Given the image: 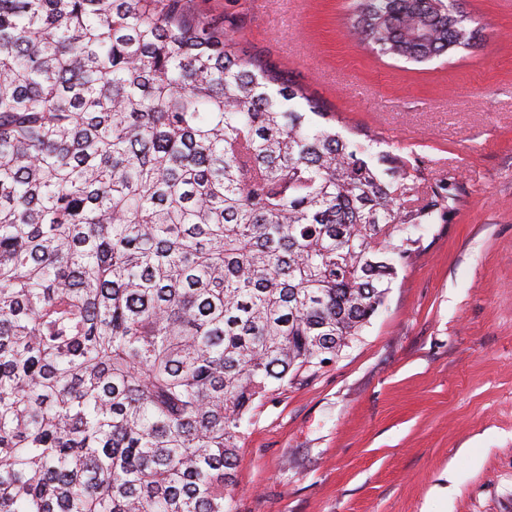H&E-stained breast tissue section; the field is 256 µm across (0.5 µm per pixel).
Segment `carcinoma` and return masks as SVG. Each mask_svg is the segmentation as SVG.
<instances>
[{"instance_id":"1","label":"carcinoma","mask_w":512,"mask_h":512,"mask_svg":"<svg viewBox=\"0 0 512 512\" xmlns=\"http://www.w3.org/2000/svg\"><path fill=\"white\" fill-rule=\"evenodd\" d=\"M454 0H356L414 63ZM188 0H0V512H232L256 401L332 362L456 188Z\"/></svg>"}]
</instances>
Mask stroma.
<instances>
[{
    "instance_id": "1",
    "label": "stroma",
    "mask_w": 512,
    "mask_h": 512,
    "mask_svg": "<svg viewBox=\"0 0 512 512\" xmlns=\"http://www.w3.org/2000/svg\"><path fill=\"white\" fill-rule=\"evenodd\" d=\"M353 0H192L336 115L455 185L380 315L258 403L234 512H512V0H461L478 44L426 65L348 30Z\"/></svg>"
}]
</instances>
